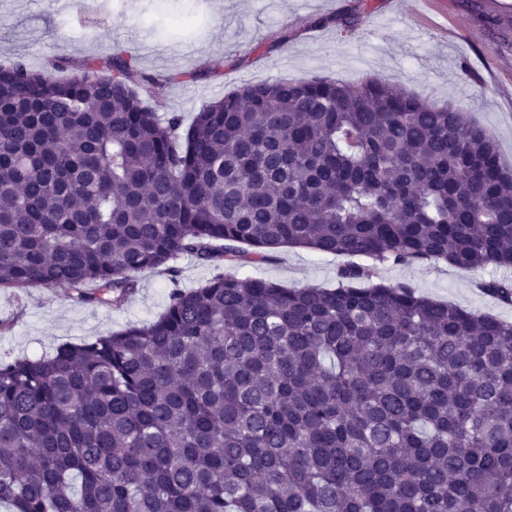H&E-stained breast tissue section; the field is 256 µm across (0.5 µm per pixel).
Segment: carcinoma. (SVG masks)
Instances as JSON below:
<instances>
[{
  "label": "carcinoma",
  "mask_w": 512,
  "mask_h": 512,
  "mask_svg": "<svg viewBox=\"0 0 512 512\" xmlns=\"http://www.w3.org/2000/svg\"><path fill=\"white\" fill-rule=\"evenodd\" d=\"M366 0L338 21L351 27ZM457 103L247 83L190 124L116 49L0 67V289L122 306L135 274L280 248L512 267V171ZM222 271L163 314L0 360L11 512H512V322L372 281ZM482 289L512 304V279Z\"/></svg>",
  "instance_id": "obj_1"
}]
</instances>
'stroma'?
<instances>
[{
    "label": "stroma",
    "instance_id": "35a3bbf8",
    "mask_svg": "<svg viewBox=\"0 0 512 512\" xmlns=\"http://www.w3.org/2000/svg\"><path fill=\"white\" fill-rule=\"evenodd\" d=\"M358 0H100L69 8L66 0H0V64L23 61L51 69L111 54L120 47L135 59L160 116L191 122L206 104L245 83L338 79L360 84L379 78L419 97L464 101L469 87L484 96L465 101L467 118L495 137L512 167V0H369L368 17L350 28L337 24ZM376 39H365L368 27ZM344 255L285 248L273 260L239 273L291 288H332ZM512 278V269L470 271L447 264L392 266L387 284L476 314L512 322L506 306L482 292L481 281ZM120 307L79 304L61 289L39 285L21 294L0 290V357H37L156 319L169 303L168 275L146 269Z\"/></svg>",
    "mask_w": 512,
    "mask_h": 512
}]
</instances>
